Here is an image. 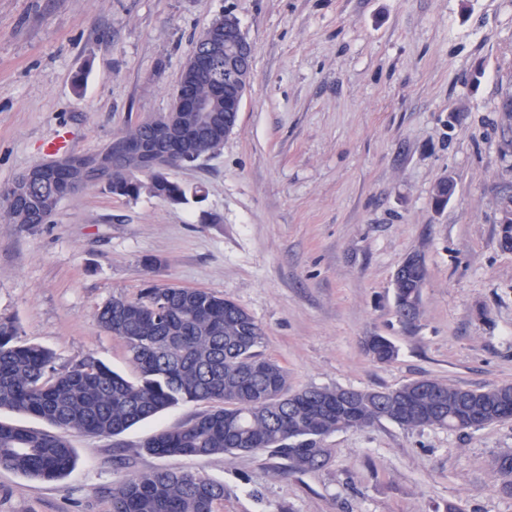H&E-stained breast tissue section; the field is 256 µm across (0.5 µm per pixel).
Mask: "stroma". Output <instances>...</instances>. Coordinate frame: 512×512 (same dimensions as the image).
Here are the masks:
<instances>
[{"mask_svg": "<svg viewBox=\"0 0 512 512\" xmlns=\"http://www.w3.org/2000/svg\"><path fill=\"white\" fill-rule=\"evenodd\" d=\"M233 13L253 46L238 126L213 156L169 170L185 204L86 187L45 224L0 212V319L52 350L94 355L129 379L122 339L96 310L148 284L244 307L291 388H389L435 378L512 384V0H0V192L47 161L59 131L91 155L168 112L200 33ZM454 180L444 208L443 178ZM427 270L412 325L393 275ZM384 336L387 364L364 349ZM172 407L115 437L75 435L76 464L46 482L0 468V512H110L128 478L186 469L223 484L224 512H512L495 459L512 420L479 430L340 431L320 469L271 452L160 457L144 441L205 411Z\"/></svg>", "mask_w": 512, "mask_h": 512, "instance_id": "1", "label": "stroma"}]
</instances>
